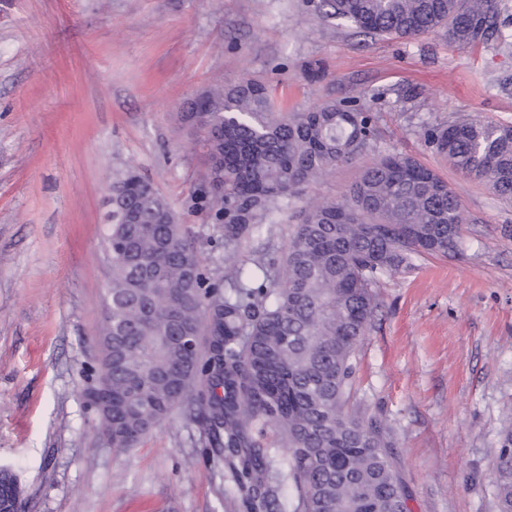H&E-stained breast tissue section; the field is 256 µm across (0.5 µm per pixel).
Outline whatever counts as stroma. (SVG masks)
<instances>
[{"label": "stroma", "mask_w": 512, "mask_h": 512, "mask_svg": "<svg viewBox=\"0 0 512 512\" xmlns=\"http://www.w3.org/2000/svg\"><path fill=\"white\" fill-rule=\"evenodd\" d=\"M505 40L364 37L320 0H0V467L25 512H240L224 467L181 412L122 452L97 434L106 197L132 167L175 209L206 269L217 225L192 211L204 149L181 112L260 79L291 109L361 96L371 148L306 200L342 198L378 154L438 172L470 221L457 248L380 275L349 409L386 428L411 512H499L494 472L512 438V204L449 167L427 129L512 125V0ZM322 67L323 77L309 71Z\"/></svg>", "instance_id": "1"}]
</instances>
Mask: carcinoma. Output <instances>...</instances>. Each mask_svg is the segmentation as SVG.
I'll return each instance as SVG.
<instances>
[{
	"instance_id": "carcinoma-1",
	"label": "carcinoma",
	"mask_w": 512,
	"mask_h": 512,
	"mask_svg": "<svg viewBox=\"0 0 512 512\" xmlns=\"http://www.w3.org/2000/svg\"><path fill=\"white\" fill-rule=\"evenodd\" d=\"M499 0H321L360 32L444 31L476 46L504 38ZM210 161L196 205L238 258L309 184L361 154L374 116L359 96L290 111L241 78L196 97L183 113ZM463 176L512 202V125L458 119L424 133ZM110 280L91 407L112 448L135 447L178 407L204 426L242 512H274L285 459L296 512H408L381 426L349 412L356 350L378 277L414 257L448 254L468 223L448 182L414 157L385 153L341 200L311 202L281 258L203 269L170 203L136 169L112 179ZM500 512H512V448L499 449ZM0 499L25 512L12 477Z\"/></svg>"
}]
</instances>
